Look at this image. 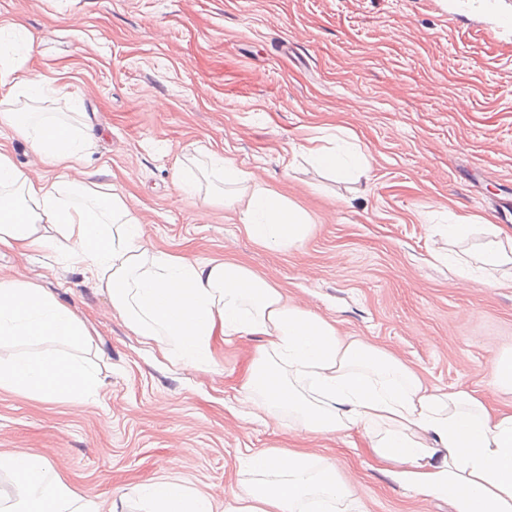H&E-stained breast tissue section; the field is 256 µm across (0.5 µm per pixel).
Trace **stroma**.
<instances>
[{"instance_id": "obj_1", "label": "stroma", "mask_w": 512, "mask_h": 512, "mask_svg": "<svg viewBox=\"0 0 512 512\" xmlns=\"http://www.w3.org/2000/svg\"><path fill=\"white\" fill-rule=\"evenodd\" d=\"M28 29L41 112L86 113L148 246L274 272L289 302L387 350L432 389L490 391L512 352V288L457 283L433 249L461 214L504 224L512 200V29L460 0H0ZM351 129L370 169L349 181L292 146ZM224 152L306 210L310 237L256 245L233 212L177 195L176 155ZM37 280L84 320L101 386L78 408L0 390V454L46 458L109 512L119 490L177 478L223 502L246 456L335 458L365 512H452L372 468L359 432L309 436L239 416L258 343L182 371L149 349L64 258L0 250V277Z\"/></svg>"}]
</instances>
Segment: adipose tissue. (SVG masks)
Masks as SVG:
<instances>
[{
    "instance_id": "1",
    "label": "adipose tissue",
    "mask_w": 512,
    "mask_h": 512,
    "mask_svg": "<svg viewBox=\"0 0 512 512\" xmlns=\"http://www.w3.org/2000/svg\"><path fill=\"white\" fill-rule=\"evenodd\" d=\"M32 40L17 25L0 27V124L19 133L56 177H36L0 151V247L29 257L64 253L105 292L132 332L173 365L203 370L215 341H258L242 389L263 419H289L313 436L360 430L367 454L405 489L452 504L455 512H512V409L460 389L427 388L408 366L335 322L289 303L271 273L230 258L198 259L146 246L139 218L115 185L98 189L91 172L92 130L66 116L20 112L18 98L43 99L46 80L24 70ZM178 193L237 214L253 242L276 250L312 231L305 211L223 153L175 161ZM475 259L454 258L461 280L512 288V229L488 224ZM39 347L36 355L0 359V389L81 403L100 379L83 351V321L41 284L0 277V339ZM250 475L223 510L181 481L134 486L113 501L121 512L137 498L146 512H364L333 458L306 450L267 449L248 456ZM11 475L0 512H98L96 502L53 475L46 459L0 457Z\"/></svg>"
}]
</instances>
